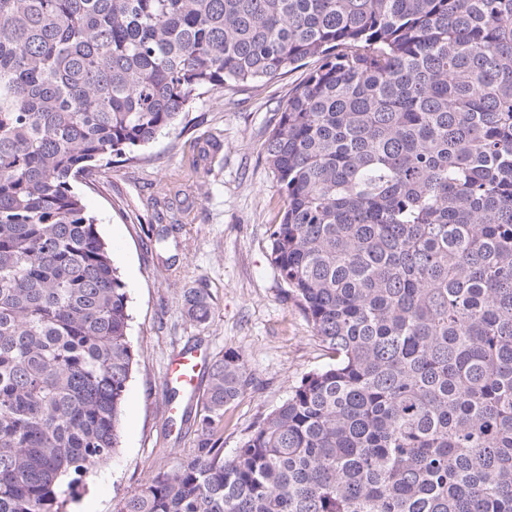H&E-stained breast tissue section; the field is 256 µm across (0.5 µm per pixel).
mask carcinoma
<instances>
[{
    "label": "carcinoma",
    "instance_id": "obj_1",
    "mask_svg": "<svg viewBox=\"0 0 512 512\" xmlns=\"http://www.w3.org/2000/svg\"><path fill=\"white\" fill-rule=\"evenodd\" d=\"M301 67L270 258L330 363L226 459L224 353L194 456L117 512H512V0H0V512L119 448L128 293L74 182Z\"/></svg>",
    "mask_w": 512,
    "mask_h": 512
}]
</instances>
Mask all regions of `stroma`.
<instances>
[{
  "instance_id": "35a3bbf8",
  "label": "stroma",
  "mask_w": 512,
  "mask_h": 512,
  "mask_svg": "<svg viewBox=\"0 0 512 512\" xmlns=\"http://www.w3.org/2000/svg\"><path fill=\"white\" fill-rule=\"evenodd\" d=\"M304 76L299 68L203 95L135 159H113L75 184L126 285L137 353L121 445L78 494L91 512H116L152 473L193 455L203 396L189 402L191 421L172 424L166 414L163 375L177 353L196 348L209 363L232 351L251 375L216 432L228 458L303 375L329 362L297 306L283 300L270 259L269 228L284 196L264 146ZM192 288L208 296V323L185 314L181 296Z\"/></svg>"
}]
</instances>
